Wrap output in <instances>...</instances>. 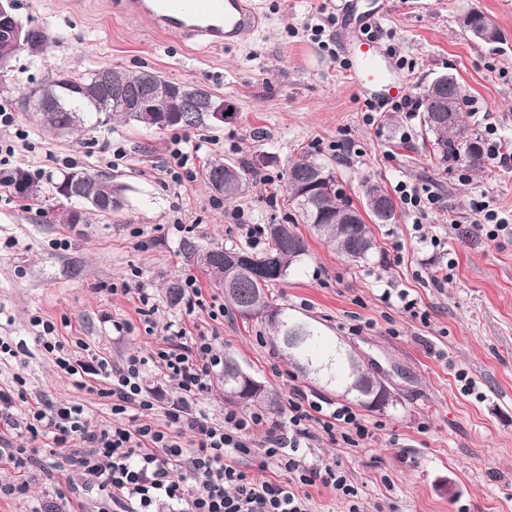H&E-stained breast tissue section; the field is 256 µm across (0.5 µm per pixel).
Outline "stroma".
Masks as SVG:
<instances>
[{
  "label": "stroma",
  "instance_id": "stroma-1",
  "mask_svg": "<svg viewBox=\"0 0 512 512\" xmlns=\"http://www.w3.org/2000/svg\"><path fill=\"white\" fill-rule=\"evenodd\" d=\"M12 2L24 25L49 36L45 49L22 52L0 71V106L27 135L20 165L45 172L20 196L0 200V340L18 347L17 357L0 364V387L23 377L19 413L44 394L82 406L93 424L112 420L109 399L76 388L58 369L38 341L36 316L54 324L68 349L85 344L114 362L163 348L175 322L188 335L213 338L221 357L238 361L280 399L296 385L339 402L282 356L263 321H243L222 289L179 254L188 236L204 247H242L239 225L287 223L281 174L290 159L309 153L332 166L353 206H362L367 180L390 193L400 183L427 185L442 204L424 219L402 209L396 223L374 225L376 247L359 262L300 225L309 254L271 287L273 302L315 323L327 343L351 347L396 396L382 410L359 408L373 427L364 447L321 436L312 453L342 458L359 512H512V237L487 239L472 207L483 198L512 213V165L489 161L479 172L435 166L421 112L369 113L344 74L341 48L352 30L336 17L339 0H258L259 30L220 49L183 46L146 20L111 13L107 0ZM476 8L497 25L501 43L485 44L463 27ZM317 24L325 27L319 42L309 33ZM376 28L380 52L408 62L396 73L406 96L420 98L437 76H455L469 99L468 124L479 132L494 124L512 153V0H385ZM103 64L203 84L223 97L230 110L223 123L184 134L200 147L189 162L194 179L176 183L167 170L179 130L111 123L83 134L52 132L22 106L50 74ZM340 139L350 144L348 155L331 150ZM217 158L255 166L262 178L224 201L204 183ZM73 168L111 176L123 188V209L87 212L76 226L62 221L68 203L54 184ZM449 263L452 277L440 281ZM189 278L204 300L192 313L171 304L167 292ZM143 287L156 307L148 316L135 295ZM218 308L223 317L211 319ZM28 474V499L0 494V512H25L60 492L74 512H97V497L81 491L77 472L32 467Z\"/></svg>",
  "mask_w": 512,
  "mask_h": 512
}]
</instances>
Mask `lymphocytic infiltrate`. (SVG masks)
I'll return each mask as SVG.
<instances>
[{
	"mask_svg": "<svg viewBox=\"0 0 512 512\" xmlns=\"http://www.w3.org/2000/svg\"><path fill=\"white\" fill-rule=\"evenodd\" d=\"M19 143L0 140V198H14L23 183L41 179L38 170L19 173L13 161ZM41 341L55 355L57 366L78 387L99 389L110 398L112 412L128 415V422L90 429L81 407L40 397L18 424L13 413V392L0 388V421L9 428L24 426L31 437L51 439L65 449L63 465L78 472L85 490L104 495L119 512H159L185 506L186 512H311V487L329 488L337 497L354 499L342 459L314 458L310 452L315 429L331 441L362 447L372 432L366 421L344 403L322 402L300 388H291L285 413L288 427L270 432L264 447H254L250 435L265 427L264 413L228 410L220 422L196 410L197 399L211 390V369L221 358L211 339L172 331L166 345L143 356L128 354L115 364L93 354L83 358L52 338L54 328L43 323ZM176 381L181 394L164 411L165 422L156 425L139 419L151 409L140 384L146 366ZM196 436L193 448L177 441L178 433ZM254 459L262 472L254 477L241 460ZM185 472L174 480V472Z\"/></svg>",
	"mask_w": 512,
	"mask_h": 512,
	"instance_id": "lymphocytic-infiltrate-1",
	"label": "lymphocytic infiltrate"
}]
</instances>
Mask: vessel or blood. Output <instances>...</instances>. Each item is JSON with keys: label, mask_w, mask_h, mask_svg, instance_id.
<instances>
[{"label": "vessel or blood", "mask_w": 512, "mask_h": 512, "mask_svg": "<svg viewBox=\"0 0 512 512\" xmlns=\"http://www.w3.org/2000/svg\"><path fill=\"white\" fill-rule=\"evenodd\" d=\"M109 7L147 18L155 31L179 41L202 40L215 47L247 41L262 21L253 0H110ZM343 16L353 28L354 43L343 50L353 86L362 95L378 97L389 84L392 63L378 54L376 39L368 35L376 15L347 0Z\"/></svg>", "instance_id": "vessel-or-blood-1"}]
</instances>
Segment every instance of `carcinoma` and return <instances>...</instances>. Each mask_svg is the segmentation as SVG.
I'll return each instance as SVG.
<instances>
[{"label":"carcinoma","mask_w":512,"mask_h":512,"mask_svg":"<svg viewBox=\"0 0 512 512\" xmlns=\"http://www.w3.org/2000/svg\"><path fill=\"white\" fill-rule=\"evenodd\" d=\"M99 68L87 72L57 73L41 86L55 97V102L37 110L40 122L53 130L66 128L78 130L96 128L109 120L135 121L149 129H168V126L146 123L128 111L125 102L100 96L89 98L80 91V86L97 81ZM453 105L455 120L451 124H437L433 114L441 103ZM468 98L453 76L434 80L422 95L423 128L432 137L434 156L443 167L464 164L472 170L484 167L486 159L480 147V137L463 121V112ZM210 122L205 112H183L175 127L190 131ZM328 174L324 188L310 201L307 209L300 207L304 200L305 184L319 170ZM224 179L223 197L235 199L245 190L248 182L257 177V170L249 165L234 166L220 160L210 162L205 170V179L212 185L216 177ZM288 206L295 212L293 223L311 225L325 243L338 253L354 261L364 260L375 247L372 229L363 217L354 223L342 219L343 204L346 200L336 188V175L331 166L312 156H302L288 163L282 173ZM375 193L384 201L382 215L367 212L374 224H394L397 219L396 205L392 197L377 183L367 181L364 195ZM309 253L303 236L291 227L281 234L269 232L267 248L261 253H252L256 263L266 270L263 279L243 273L239 275L234 291L225 295L233 308L244 320L261 319L285 345L286 356L300 372L313 374L326 387H334L344 395H352L362 407L367 401L359 389L361 380L367 377L359 361L341 345L322 347V335L312 322L288 315L286 309L270 300L267 290L274 282L288 277L293 265ZM215 260L204 270L208 278L219 280L224 277V248H213ZM241 373L239 364L233 360L224 361V373L220 379L224 385V397L237 402L233 389Z\"/></svg>","instance_id":"1"}]
</instances>
